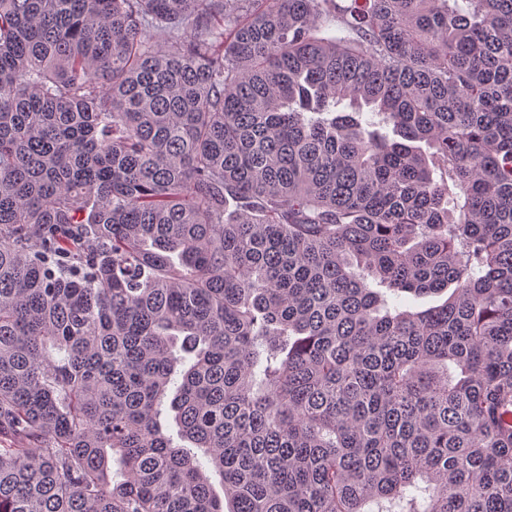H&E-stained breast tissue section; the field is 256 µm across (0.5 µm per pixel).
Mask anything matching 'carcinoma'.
I'll return each instance as SVG.
<instances>
[{"label": "carcinoma", "mask_w": 512, "mask_h": 512, "mask_svg": "<svg viewBox=\"0 0 512 512\" xmlns=\"http://www.w3.org/2000/svg\"><path fill=\"white\" fill-rule=\"evenodd\" d=\"M0 512H512V0H0Z\"/></svg>", "instance_id": "1"}]
</instances>
